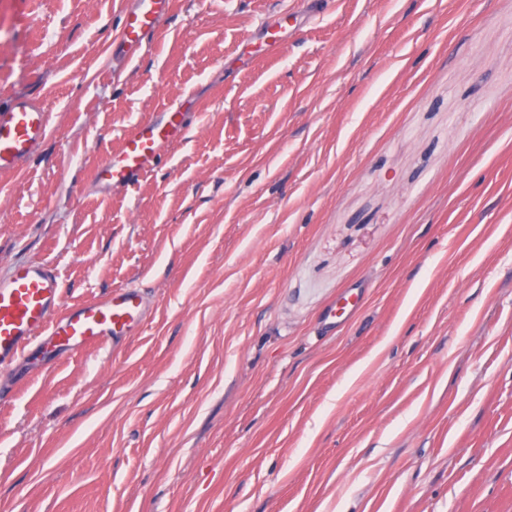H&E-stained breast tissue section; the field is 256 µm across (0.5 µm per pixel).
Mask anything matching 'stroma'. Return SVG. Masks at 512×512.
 I'll return each mask as SVG.
<instances>
[{"label":"stroma","mask_w":512,"mask_h":512,"mask_svg":"<svg viewBox=\"0 0 512 512\" xmlns=\"http://www.w3.org/2000/svg\"><path fill=\"white\" fill-rule=\"evenodd\" d=\"M124 2L0 0V103L50 116L0 275L154 306L0 402V512H512V0H176L132 64ZM182 93L187 136L99 193ZM263 36V56H276L282 48L284 35L278 27L270 25L266 19H262L259 24ZM186 102L181 95L168 111L126 127L120 148L95 167L93 181L101 192L133 187L173 143L186 135L190 113Z\"/></svg>","instance_id":"35a3bbf8"}]
</instances>
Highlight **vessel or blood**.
Here are the masks:
<instances>
[{
	"label": "vessel or blood",
	"mask_w": 512,
	"mask_h": 512,
	"mask_svg": "<svg viewBox=\"0 0 512 512\" xmlns=\"http://www.w3.org/2000/svg\"><path fill=\"white\" fill-rule=\"evenodd\" d=\"M173 6L174 0H126L120 30L111 44L113 55L143 57ZM259 27L263 55H277L283 33L265 21ZM188 127L189 110L182 97L168 111L128 125L120 148L96 165L95 185L106 194L133 187L186 135ZM48 132V112L39 98L17 96L0 106V173L21 166ZM151 314L152 303L140 286L112 288L98 298L68 306L52 268L36 260L14 264L0 276V367L17 365L47 345L56 354L72 355L119 343L141 331Z\"/></svg>",
	"instance_id": "1"
}]
</instances>
